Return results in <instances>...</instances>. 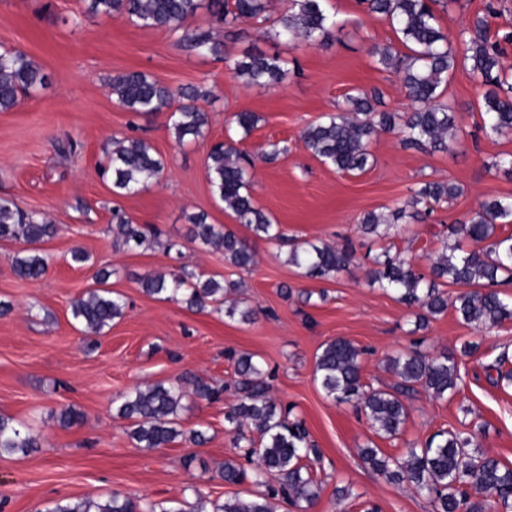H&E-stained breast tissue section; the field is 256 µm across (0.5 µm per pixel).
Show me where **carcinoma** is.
<instances>
[{"instance_id": "cac0c4a2", "label": "carcinoma", "mask_w": 512, "mask_h": 512, "mask_svg": "<svg viewBox=\"0 0 512 512\" xmlns=\"http://www.w3.org/2000/svg\"><path fill=\"white\" fill-rule=\"evenodd\" d=\"M324 0H291V7L272 23L274 35L306 41L330 35V21ZM367 12L390 21L402 44L399 53L390 46H375L380 63L394 69L401 77L417 107L411 112H379L374 104L380 93L349 94L346 108L330 113L308 126L302 133L307 150L339 173L364 172L371 165L369 144L381 132L394 134L405 149L452 151L465 135L456 115L443 97L441 87L458 65V59L470 63L473 76L487 87L483 95L479 131L486 136L512 133V81L502 66V44L512 42V32L490 34V18L496 11L486 4L476 15L472 35L463 40V55L451 44L440 27L433 4L439 0H363ZM202 7V0H88V10L107 19H127L142 27L180 32V41L189 49L216 58L225 56L224 39L210 28L186 27ZM208 7L217 21L230 25L239 19H267L270 0H209ZM233 72L248 84L269 85L280 82L285 74L277 56L252 52L233 64ZM43 68L20 49L0 51V111L18 106L23 98L48 85ZM112 95L128 111L137 115L169 113V128L176 141L183 144L204 137L208 115L194 102L206 97L196 87L175 91L150 76L137 71L112 77ZM185 99L175 105L176 97ZM250 160L240 141L229 139L212 146L206 161L207 176L214 194L224 203V210L245 225L255 236L266 240L289 242V264L301 268L314 279L328 280L346 271L355 260V249L348 242L340 247L308 241H288L279 225L259 209L251 194ZM165 169L164 160L151 144L138 137L115 140L104 173L112 179V190L119 195L139 191L157 182ZM459 194V187L449 181H429L412 194L390 215L369 212L361 220L365 235L388 237L393 225L405 218L426 221L434 206ZM117 238L123 244L140 246L147 231L135 224L121 209L112 212ZM192 239L204 247L224 251L230 264L247 269L255 264L246 240L229 229L207 223V215L190 217ZM512 224V199L491 198L466 221L450 226V233L477 244L464 251L458 245L447 246L422 272L407 258L392 253V246L370 258V284L388 292L408 307L419 310L416 326L453 306L459 319L477 329L491 328L512 319V298L499 287L512 283V235H497L498 228ZM57 233V225L36 213L20 210L13 202L0 199V240L25 245L12 261L14 275L25 281L43 278L49 269L48 257L39 244ZM113 272L106 269L94 275L97 287L87 290L70 305L73 323L90 339L100 336L112 322L123 317L125 300L104 287ZM463 288L453 299L442 289L446 284ZM148 295L180 302L190 309L205 311L218 304L226 306L229 317L241 313L243 320L252 310H239L238 301L226 300L235 291L224 279L208 276L186 264L169 276H147L140 281ZM364 350L338 337L324 344L316 356L315 372L327 397L350 403L363 413L375 431L386 437L397 436L408 416L407 401L422 390L441 398L458 388L461 375L454 356H430L417 349L388 359V371L395 380L375 389L362 379ZM236 378L229 385L234 399L224 401L225 387L214 385L195 375H185L174 382L137 386L113 399L118 417L130 421L129 438L138 448H166L178 437H187L195 446L208 442L206 431L180 429V413L194 404L224 402V430L231 435L235 456L224 461L217 478L228 484H241L247 472L239 463L243 458L253 464L257 490L246 497L235 496L224 502L210 501L201 489H195V501L173 511L158 504L143 506L118 492L106 498H63L45 512H275L274 499L281 496L301 512L313 507L320 496L321 481L316 464L320 449L310 440L301 422L289 414L271 396L273 372L248 353L231 355ZM39 447V439L14 418L0 415V456L27 455ZM363 462L377 475L409 485L426 496L433 512H512V465L484 453L473 436L459 430H440L421 444H412L401 457L382 454L367 447Z\"/></svg>"}]
</instances>
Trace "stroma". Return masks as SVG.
<instances>
[{
  "label": "stroma",
  "instance_id": "obj_1",
  "mask_svg": "<svg viewBox=\"0 0 512 512\" xmlns=\"http://www.w3.org/2000/svg\"><path fill=\"white\" fill-rule=\"evenodd\" d=\"M493 2V27L512 30V0H450L437 10L452 43ZM336 24L327 42L271 36L267 22L242 20L233 26L223 58L190 51L178 35L145 28L126 19L87 12L83 0H0V50L27 53L50 77L48 87L17 107L0 112V197L57 224L42 243L50 260L46 277L24 281L12 272L18 242L0 241V300L11 311L0 317V414L13 417L37 435L40 448L25 456L0 458V512H44L61 498L108 496L112 492L157 503L177 512L194 501L195 489L210 499L245 495L246 485H229L215 476L234 448L224 431V406L200 404L180 415L182 430L204 429L209 441L196 446L177 439L149 451L135 447L127 420L116 416L112 400L148 383L171 382L191 373L230 383L234 368L227 351L249 353L274 373L278 404L300 419L320 449L321 493L312 512H432L428 498L405 485L376 476L364 464L362 448L402 456L442 429L473 434L490 456L512 463V386L495 384L487 369L508 355L512 369V320L478 330L447 311L416 329V311L368 283L367 253L382 242L363 235L364 214L401 206L412 190L428 181L448 180L459 196L437 206L431 220L398 225L391 237L402 256L427 268L453 243L450 224L470 217L488 198H512V176L493 162L512 154V134L465 141L451 152L401 148L395 135L375 138L374 163L365 172L342 174L314 157L301 134L310 124L337 112L349 93L380 91L382 110L411 111L413 103L400 77L379 64L373 46L402 44L391 23L366 15L360 0H325ZM261 51L286 63L285 78L271 87L248 86L232 68L246 53ZM138 71L171 88L209 91L198 106L208 114L203 138L178 145L160 113L128 112L109 89L112 76ZM485 89L468 67L457 66L445 96L463 130L480 124ZM252 112L258 122L242 142L254 162V202L290 239L340 246L353 242L356 261L331 280L306 277L288 264L287 247L253 235L225 211L212 192L206 170L214 142L235 132L233 115ZM139 137L163 158L158 183L131 195H118L103 177L112 140ZM277 160L265 161L272 146ZM121 209L134 223L156 228L157 243L134 249L116 243L112 211ZM206 213L209 223L244 238L255 253L250 269H238L220 250L191 239V215ZM171 241L177 253H166ZM90 256L84 265L68 263L72 247ZM238 282L234 297L253 311L251 321L150 296L141 278L169 272L180 263ZM110 270L107 286L127 301L122 318L87 350L70 318V304L94 287L93 274ZM290 297H283L282 289ZM311 292L304 302L302 292ZM343 337L365 348L362 376L379 388L393 380L387 356L412 348L455 355L461 380L455 393L412 399L400 434L377 435L364 415L348 403L327 398L315 378L316 356L326 342ZM478 343L464 356V342ZM81 412V420L60 426L61 408ZM350 488V498L336 496Z\"/></svg>",
  "mask_w": 512,
  "mask_h": 512
}]
</instances>
